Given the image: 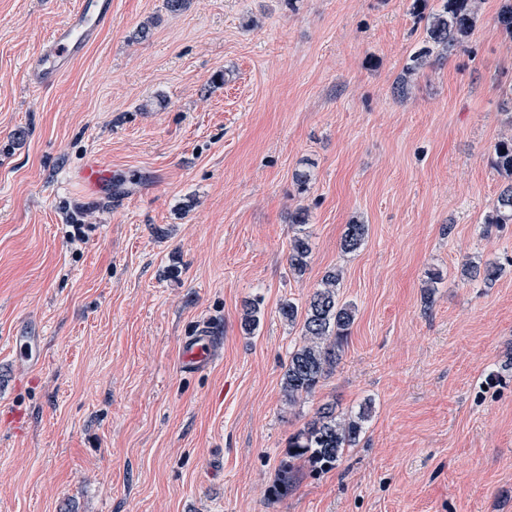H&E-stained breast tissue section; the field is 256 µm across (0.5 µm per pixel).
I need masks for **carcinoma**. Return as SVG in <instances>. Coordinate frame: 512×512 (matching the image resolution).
<instances>
[{"instance_id": "1", "label": "carcinoma", "mask_w": 512, "mask_h": 512, "mask_svg": "<svg viewBox=\"0 0 512 512\" xmlns=\"http://www.w3.org/2000/svg\"><path fill=\"white\" fill-rule=\"evenodd\" d=\"M428 40L409 58L403 75L393 86V95L404 97L410 84L431 61V57L453 50L466 43L476 23L475 0H441L439 8L424 17ZM498 23L503 32L512 37V0H501ZM493 166L509 183L498 195L492 207L485 212L486 229L512 224V136L504 137L494 146ZM368 233V226L358 222L347 225L341 241L346 252L356 251ZM312 254V243L307 235H296L291 240L288 255L290 270L303 274ZM502 266L496 263L466 262L463 275L470 280L493 282L501 276ZM340 274L326 275L305 307L291 301L281 304L279 314L290 324L301 327L302 344L288 357L283 375L282 390L288 403L308 396L316 390L340 357L343 339L355 320V306L341 302L337 288ZM260 303L245 306L241 326L250 334L260 323ZM369 408L354 416L341 418L336 409L324 404L307 425L288 439V458L305 459L315 470H329L343 458L346 450L355 446L364 430Z\"/></svg>"}]
</instances>
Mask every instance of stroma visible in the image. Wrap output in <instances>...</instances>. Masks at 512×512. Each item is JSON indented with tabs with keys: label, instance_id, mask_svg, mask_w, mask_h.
Wrapping results in <instances>:
<instances>
[{
	"label": "stroma",
	"instance_id": "1",
	"mask_svg": "<svg viewBox=\"0 0 512 512\" xmlns=\"http://www.w3.org/2000/svg\"><path fill=\"white\" fill-rule=\"evenodd\" d=\"M75 3L0 0V512H512V224H482L512 135L499 0L403 98L437 0H112L111 28L33 89L26 62ZM92 155L121 195L74 181ZM468 260L503 273L464 279ZM334 271L355 320L291 405L301 332L279 307ZM206 329L212 365L181 372ZM24 334L39 360L17 359ZM327 402L370 406L359 442L325 473L296 462L277 496L289 436ZM312 254V243L309 235H296L291 240L288 255L290 270L297 275L303 274L309 264Z\"/></svg>",
	"mask_w": 512,
	"mask_h": 512
}]
</instances>
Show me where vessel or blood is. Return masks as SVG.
<instances>
[{
	"mask_svg": "<svg viewBox=\"0 0 512 512\" xmlns=\"http://www.w3.org/2000/svg\"><path fill=\"white\" fill-rule=\"evenodd\" d=\"M111 25L112 0H78L75 8L52 28L38 52L30 58L28 75L31 85L41 88L54 84ZM75 179L94 195L112 184L107 161L97 155L87 159ZM213 356L214 338L202 332L184 340L180 367L187 372L199 371L212 362Z\"/></svg>",
	"mask_w": 512,
	"mask_h": 512,
	"instance_id": "b4317fda",
	"label": "vessel or blood"
}]
</instances>
